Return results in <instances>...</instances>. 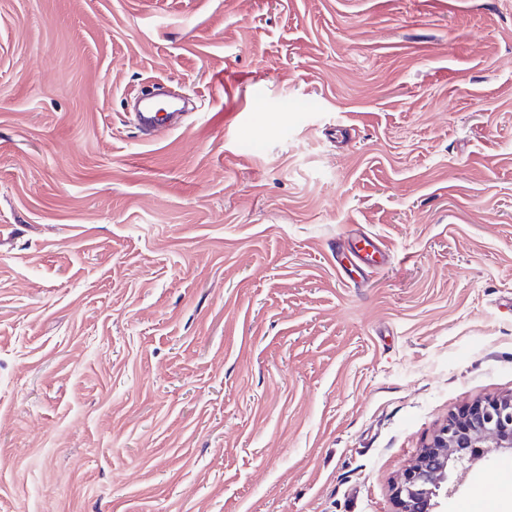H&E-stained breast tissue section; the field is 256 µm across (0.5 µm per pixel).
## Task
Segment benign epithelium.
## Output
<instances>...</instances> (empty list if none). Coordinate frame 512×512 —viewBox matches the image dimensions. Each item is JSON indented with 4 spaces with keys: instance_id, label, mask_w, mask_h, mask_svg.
<instances>
[{
    "instance_id": "1",
    "label": "benign epithelium",
    "mask_w": 512,
    "mask_h": 512,
    "mask_svg": "<svg viewBox=\"0 0 512 512\" xmlns=\"http://www.w3.org/2000/svg\"><path fill=\"white\" fill-rule=\"evenodd\" d=\"M479 448L512 451V396L475 402L447 422L394 485L399 512H438L450 464L472 462Z\"/></svg>"
}]
</instances>
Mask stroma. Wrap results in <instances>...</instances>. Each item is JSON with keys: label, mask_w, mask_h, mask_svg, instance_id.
Segmentation results:
<instances>
[{"label": "stroma", "mask_w": 512, "mask_h": 512, "mask_svg": "<svg viewBox=\"0 0 512 512\" xmlns=\"http://www.w3.org/2000/svg\"><path fill=\"white\" fill-rule=\"evenodd\" d=\"M510 394L512 0H0V512H398ZM181 112H154L151 100H147L143 112H136L134 115L135 123L142 131H156L165 133L174 129L176 120ZM476 448L512 451V396L475 402L450 417L394 485L399 512H442L449 465L472 462Z\"/></svg>", "instance_id": "obj_1"}]
</instances>
